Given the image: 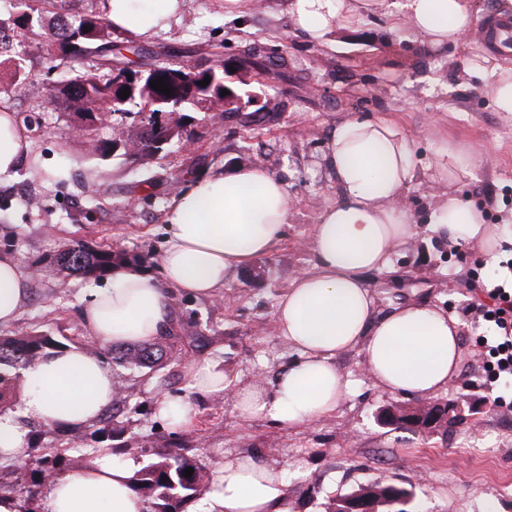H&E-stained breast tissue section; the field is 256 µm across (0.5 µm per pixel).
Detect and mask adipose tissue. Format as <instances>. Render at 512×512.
Segmentation results:
<instances>
[{"label":"adipose tissue","instance_id":"ef3b65f1","mask_svg":"<svg viewBox=\"0 0 512 512\" xmlns=\"http://www.w3.org/2000/svg\"><path fill=\"white\" fill-rule=\"evenodd\" d=\"M183 7L184 0H108L107 17L115 32L148 38L178 21ZM287 12L294 28L318 44L335 42L378 16L390 33L461 48L478 14L474 0H288ZM465 66L490 89L495 111L512 114V63L502 52L466 59ZM29 146L25 128L0 106V179L15 174ZM324 160L336 200L319 211L313 226L312 267L290 282L274 312L275 333L297 359L270 383L243 381L219 361L191 364L184 393L157 402L158 417L171 428L193 425L195 398L220 394L232 400L241 421L306 426L336 412L350 396L351 382L336 358L351 350L361 352L370 379L392 395L431 399L459 375V320L423 300L380 310L367 277L387 271L396 249L423 232L456 246L478 245L495 257L512 227L487 223L485 207L451 189L472 176V154L442 143L435 181L443 190L421 221L405 198L418 163L393 120L345 118L329 134ZM288 217L286 186L264 166L195 179L169 205L160 277L124 268L110 286L91 289L82 313L90 336L115 346L155 341L170 324L171 291L219 296L234 272L280 243ZM29 295V277L17 258L0 252V325L16 319ZM116 388L117 377L104 359L65 346L47 350L23 372L18 400L41 424L75 432L100 417ZM137 468L134 458L99 449L89 467L48 481L45 512H146L131 486ZM201 512H292L283 467L257 454L225 456Z\"/></svg>","mask_w":512,"mask_h":512}]
</instances>
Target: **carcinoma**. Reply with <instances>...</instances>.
<instances>
[{"label": "carcinoma", "instance_id": "obj_1", "mask_svg": "<svg viewBox=\"0 0 512 512\" xmlns=\"http://www.w3.org/2000/svg\"><path fill=\"white\" fill-rule=\"evenodd\" d=\"M10 6L16 10L14 25L18 36L36 33L39 20L34 16L35 9L29 0H11ZM114 31L107 19L95 14L67 17V23L60 27L57 23L49 24L46 31L40 33L50 48L52 59L62 64L80 63L91 55L106 57L123 48L141 58L145 49L136 45L121 46L112 41ZM241 64L255 70L257 74L268 77L280 76L266 57L254 52L247 53ZM142 71H153L163 78L164 84L181 91L182 108L188 112H199L202 103L212 91L227 89L237 92V87L225 80L224 63L220 60H201L186 66H171L158 62L148 67L141 66ZM210 78L206 86L198 82ZM120 76L108 71L102 73L92 66L69 70L61 81L54 86L52 96L69 104L83 100L88 105V112L82 117L80 130L97 138L94 150L103 159L113 153L112 138L98 137L99 130L108 125L114 117H127L116 101L120 86ZM168 96L152 90L150 111L140 113V125L136 135L139 149L122 151L121 156L128 163L142 161L141 152L162 151L173 142L182 143V138L166 137L165 125L157 120V115L167 111ZM146 262L142 254H129L111 246L94 247L77 241L66 244L56 250L49 258V263L59 270L84 278L98 279L112 273V270L124 266H139ZM179 337L169 334L156 341L132 348H115L112 361L128 366L152 368L175 359ZM59 345L53 337L44 333H28L23 336H0V399L4 391L10 388L14 377L5 368L28 369L45 354L46 350ZM32 453L17 460V467L30 474V482L21 491L23 512H35L34 502L38 488L50 478L68 469L70 471L87 466L85 458L66 457L58 448L40 446V437L32 438ZM218 464H202L179 453L159 454L139 469L132 478L133 489L147 504V512H179L178 507L188 501H194L205 495L210 489L211 481ZM194 469L191 477L184 476L185 470ZM359 493L374 496L376 512H414L415 493L406 490V500L398 503L387 495V489L381 484H372L359 488Z\"/></svg>", "mask_w": 512, "mask_h": 512}]
</instances>
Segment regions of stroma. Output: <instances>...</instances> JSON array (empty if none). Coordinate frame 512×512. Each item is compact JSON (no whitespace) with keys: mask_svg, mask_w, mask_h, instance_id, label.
<instances>
[{"mask_svg":"<svg viewBox=\"0 0 512 512\" xmlns=\"http://www.w3.org/2000/svg\"><path fill=\"white\" fill-rule=\"evenodd\" d=\"M250 44L288 72L287 80L260 85L252 71H235V79L260 96V118L219 109L195 113V148L175 145L144 165L92 157V139L78 134L71 109L50 97L64 71L51 61L43 39L15 45L26 59L23 87L14 86L9 67H0V103L18 123L33 119L38 125L29 157L13 180L0 182V251L13 253L24 271L46 253L81 239L149 255L146 268L156 276L166 246L167 205L197 175L260 164L288 191L284 237L271 253L233 274L217 298L173 293L184 326L203 336L199 346L155 370L114 365L131 394L112 422L118 436L102 438L91 425L75 447L88 454L124 446L137 459L142 449L160 452L174 445L205 464L258 452L285 468L293 512H326L332 498L386 482L415 489L421 512H512V383L489 381L488 356L480 344L487 327L478 320L482 294L476 288L497 278L502 263L512 260V243L491 265L477 246L420 236L398 249L389 272L368 278L380 309L423 299L458 317L463 365L438 399L457 397L482 406L479 428L464 423L448 433L414 434L380 425L379 410L394 398L373 384L356 350L336 360L352 382V395L336 413L305 427L240 422L232 400L220 395L195 399L197 417L189 428L171 429L157 417L158 386L180 391L187 361L221 360L244 381L269 382L295 359L294 349L274 332V310L289 282L311 268L314 256L305 242L318 211L336 199L323 155L327 135L342 117L385 116L409 137L419 176L405 195L416 215H425L437 200L432 176L445 138L478 160L473 177L457 182L458 194L485 205L488 223L512 212V120L494 111L488 87L464 71L465 55H482L481 39L465 53L434 48L387 33L375 18L337 36L335 44L319 45L294 30L285 0H261L240 19L225 15L221 0H186L181 21L144 42L175 66L214 50L236 59ZM91 285L89 279L43 268L19 318L0 325V336L36 330L63 345H88L81 313ZM493 393L502 400L489 410L485 403Z\"/></svg>","mask_w":512,"mask_h":512,"instance_id":"obj_1","label":"stroma"}]
</instances>
